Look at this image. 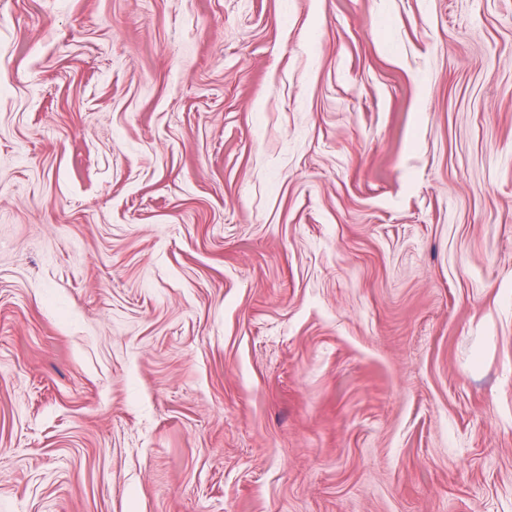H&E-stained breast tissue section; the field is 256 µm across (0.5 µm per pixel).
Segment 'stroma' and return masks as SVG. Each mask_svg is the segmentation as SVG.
<instances>
[{"label": "stroma", "mask_w": 512, "mask_h": 512, "mask_svg": "<svg viewBox=\"0 0 512 512\" xmlns=\"http://www.w3.org/2000/svg\"><path fill=\"white\" fill-rule=\"evenodd\" d=\"M0 512H512V0H0Z\"/></svg>", "instance_id": "35a3bbf8"}]
</instances>
